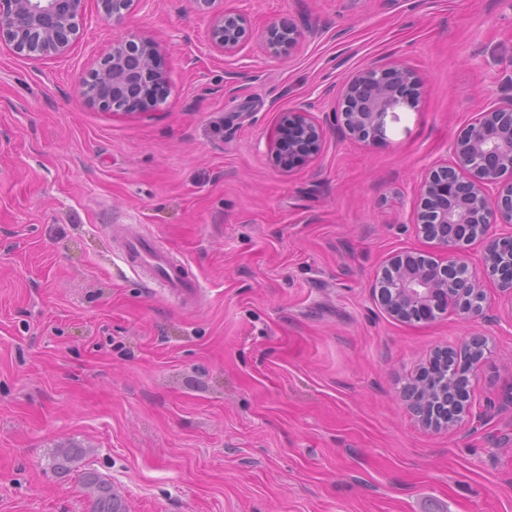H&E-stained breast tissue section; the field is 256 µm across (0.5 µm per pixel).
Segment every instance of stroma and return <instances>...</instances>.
<instances>
[{
	"label": "stroma",
	"instance_id": "1",
	"mask_svg": "<svg viewBox=\"0 0 512 512\" xmlns=\"http://www.w3.org/2000/svg\"><path fill=\"white\" fill-rule=\"evenodd\" d=\"M249 36L215 51L192 0H88L83 34L33 63L0 45V512H512V303L485 317L389 316L372 288L416 230L425 172L479 113L512 107V0H223ZM304 28L289 56L262 39ZM135 29L166 99L115 117L75 91ZM403 64L415 107L385 141L327 128L270 160L279 114L316 121L358 68ZM184 259L199 293L147 287L112 227ZM486 336L472 418L434 430L400 395L443 348Z\"/></svg>",
	"mask_w": 512,
	"mask_h": 512
}]
</instances>
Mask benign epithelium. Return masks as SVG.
Instances as JSON below:
<instances>
[{
    "mask_svg": "<svg viewBox=\"0 0 512 512\" xmlns=\"http://www.w3.org/2000/svg\"><path fill=\"white\" fill-rule=\"evenodd\" d=\"M134 0H99L107 21L121 22ZM200 11L212 13L211 45L226 54L240 50L246 21L237 13L214 9L216 0H192ZM85 0H0V44L35 62L67 53L80 33ZM297 25L280 21L265 31L268 46L285 55L299 43ZM165 81L155 43L130 30L113 41L111 51L79 81L89 104L112 114L153 109L163 102L154 94ZM417 80L406 66L367 65L356 70L340 90L342 107L332 112L333 124L364 143L385 139L388 113L413 107ZM323 125L301 109L280 114L271 139L275 163H306L320 152ZM512 109L482 112L453 147L451 164L429 170L419 188L417 226L425 239L444 251L441 260L420 253L391 257L377 277V301L400 321L431 320L453 308L470 318L484 313V282L491 280L512 300V233L497 234L494 224H512ZM482 244V263L465 260V247ZM489 353L487 339L474 335L453 355L457 370H448L443 384L429 391L430 380L403 391L411 413L430 427L454 428L470 417V378Z\"/></svg>",
    "mask_w": 512,
    "mask_h": 512,
    "instance_id": "1",
    "label": "benign epithelium"
}]
</instances>
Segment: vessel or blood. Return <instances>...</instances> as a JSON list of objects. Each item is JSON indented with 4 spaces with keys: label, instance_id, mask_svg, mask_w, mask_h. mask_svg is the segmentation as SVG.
<instances>
[{
    "label": "vessel or blood",
    "instance_id": "1",
    "mask_svg": "<svg viewBox=\"0 0 512 512\" xmlns=\"http://www.w3.org/2000/svg\"><path fill=\"white\" fill-rule=\"evenodd\" d=\"M115 238L118 251L131 271L142 274L149 283L167 288L179 298L188 300L195 296L196 279L171 252L159 249L153 239L125 226L116 228Z\"/></svg>",
    "mask_w": 512,
    "mask_h": 512
}]
</instances>
